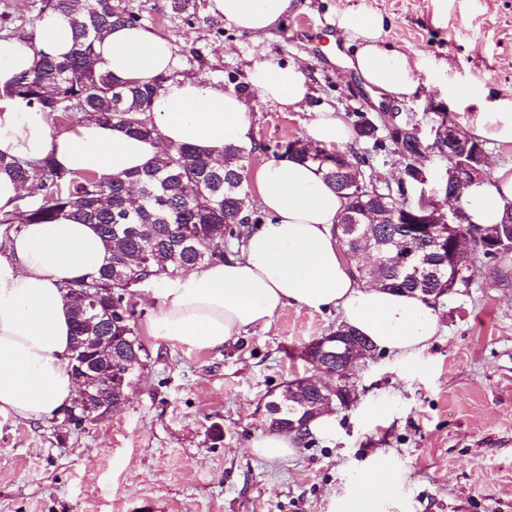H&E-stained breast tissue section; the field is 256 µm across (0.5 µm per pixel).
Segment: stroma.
<instances>
[{
    "label": "stroma",
    "mask_w": 512,
    "mask_h": 512,
    "mask_svg": "<svg viewBox=\"0 0 512 512\" xmlns=\"http://www.w3.org/2000/svg\"><path fill=\"white\" fill-rule=\"evenodd\" d=\"M144 24L175 47L184 78L244 87L258 168L276 144L304 137L317 112L357 113L378 125L383 148L355 139L364 175L396 185L405 162L383 123L429 134L436 113L464 124L476 104L452 87L512 96V0H298L265 36L239 34L207 0L181 14L170 0H135ZM380 13L386 46L425 59L419 89L379 99L346 65L336 25L345 9ZM302 66L311 94L288 112L246 86L254 62ZM501 266L512 270V259ZM478 262L469 285L436 304L439 334L415 360L380 353L353 369L357 397L331 413L332 438H309L271 467L250 448L267 427L269 393L310 375L302 351L335 330L336 313L292 307L219 351H187L151 336L157 308L137 285L135 321L150 353L121 410L80 429L51 418L0 416V512H332L384 459L394 495L378 512H512V283Z\"/></svg>",
    "instance_id": "1"
}]
</instances>
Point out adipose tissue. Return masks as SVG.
Listing matches in <instances>:
<instances>
[{"label":"adipose tissue","mask_w":512,"mask_h":512,"mask_svg":"<svg viewBox=\"0 0 512 512\" xmlns=\"http://www.w3.org/2000/svg\"><path fill=\"white\" fill-rule=\"evenodd\" d=\"M293 0H208L212 15L257 38L275 27ZM336 24L355 51L348 60L363 85L376 95L403 100L419 88L423 64L382 40L380 14L345 10ZM72 45L67 17L44 13L35 23V45L0 39V88L30 70L38 52L55 56ZM96 67L124 83L168 80L152 103L160 136L137 138L119 127L84 120L55 131L46 112L20 98L0 100V153L20 160L50 159L69 173L91 172L100 180L145 166L170 146L187 144L219 156L224 147L251 143L244 97L232 87L175 77L172 43L153 29L117 26L95 44ZM247 82L283 110L302 111L310 94L304 68L258 61ZM455 99L476 103L466 124L469 135L512 145V97L486 99L466 88ZM307 144L345 150L354 139L340 112L315 113L304 126ZM264 217L240 250L175 278L160 277L151 290L157 311L151 335L187 350L219 351L250 329L293 307L336 312L343 325L366 336L375 351L411 360L439 331L432 303L368 284L353 275L337 239L345 201L315 166L290 158L271 159L253 175ZM469 223H500L512 210V165L473 181L456 202ZM108 252L96 227L62 219L26 224L12 235L0 258V415L39 420L71 405L77 387L69 357L73 342L65 283L97 275ZM374 479L342 499L337 512H375L393 493L394 478L383 463Z\"/></svg>","instance_id":"obj_1"}]
</instances>
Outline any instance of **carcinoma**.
I'll return each mask as SVG.
<instances>
[{
  "instance_id": "carcinoma-1",
  "label": "carcinoma",
  "mask_w": 512,
  "mask_h": 512,
  "mask_svg": "<svg viewBox=\"0 0 512 512\" xmlns=\"http://www.w3.org/2000/svg\"><path fill=\"white\" fill-rule=\"evenodd\" d=\"M133 0H42L40 13L54 11L66 16L73 34L68 54L53 57L40 54L37 66L16 76L0 93V98L20 97L38 104L53 121L76 118L118 125L143 138L160 136L151 104L159 89L179 71L159 76L150 83L120 84L95 67V42L117 25L141 24ZM358 137L373 141L377 126L364 112L357 113ZM462 144L452 149L448 160L469 165L483 150V144L461 131ZM407 161L405 186L397 191L375 194L359 192V164L344 152L317 147L295 149L284 144L282 157H292L317 165L326 184L346 199L339 216V245L355 257L367 251L368 243L388 242L381 260L358 266L363 279L401 293L435 298L434 291L448 287V279L471 282L473 264L493 253L495 247L512 248V216L485 230L459 219L442 225L448 249L435 253L419 224L406 220V209L415 206L405 190L418 186L421 169L413 164L419 148L415 136L394 142ZM257 149L226 146L223 160L214 164L207 154L190 146H175L141 169L102 181L91 172L67 174L47 160L19 161L0 153V171H6L27 195L13 212H0L4 238L24 224H52L68 217L79 224H94L110 252L108 263L98 276L64 286L74 335L112 337V412L119 411L132 382L147 366L149 354L134 325L132 288L152 276L176 277L203 262L221 261L230 240L242 244L260 222L258 212L245 208L246 162ZM410 255L421 266L414 277L407 274L402 258ZM296 389L270 394L266 408L278 430H288L289 421L298 420L303 405L316 398V391L295 377Z\"/></svg>"
}]
</instances>
